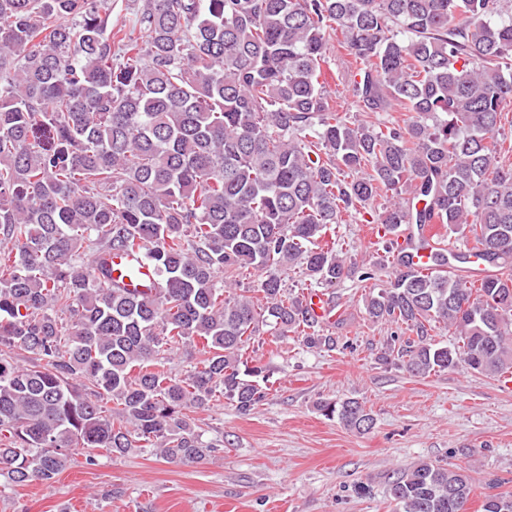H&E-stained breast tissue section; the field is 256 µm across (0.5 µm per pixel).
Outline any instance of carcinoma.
Segmentation results:
<instances>
[{
	"instance_id": "carcinoma-1",
	"label": "carcinoma",
	"mask_w": 512,
	"mask_h": 512,
	"mask_svg": "<svg viewBox=\"0 0 512 512\" xmlns=\"http://www.w3.org/2000/svg\"><path fill=\"white\" fill-rule=\"evenodd\" d=\"M504 2L142 0L114 20L112 0H0V477L52 483L76 449L88 465L101 450L216 456L195 415L218 395L249 415L266 396L246 345L293 333L336 349L332 289L386 266L362 294L396 327L385 357L419 376H511L512 143L494 138L512 109ZM337 31L356 124L321 81ZM351 220L381 226L380 261L325 242ZM431 223L460 239L436 242L422 272L391 235ZM117 255L151 288L113 279ZM473 257L495 271H448ZM293 268L327 291L328 316L287 291ZM179 347L199 360L176 375ZM317 410L374 425L357 399ZM474 491L468 469L422 461L389 501L469 512ZM480 512H512V492Z\"/></svg>"
}]
</instances>
